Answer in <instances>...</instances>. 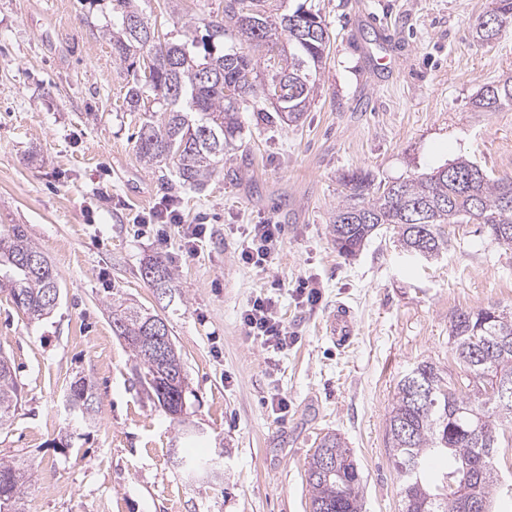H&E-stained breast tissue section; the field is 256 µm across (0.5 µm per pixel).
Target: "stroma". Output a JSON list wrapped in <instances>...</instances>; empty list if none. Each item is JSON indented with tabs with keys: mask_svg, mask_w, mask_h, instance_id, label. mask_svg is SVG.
I'll return each mask as SVG.
<instances>
[{
	"mask_svg": "<svg viewBox=\"0 0 512 512\" xmlns=\"http://www.w3.org/2000/svg\"><path fill=\"white\" fill-rule=\"evenodd\" d=\"M319 9L330 35L317 93L299 122L260 120L249 101L243 143L201 190L163 185L138 159L129 76L103 29L111 0H0V232L24 225L59 275L50 317L30 321L0 292V354L22 406L0 430V457L31 465L26 512H311L308 461L327 432L341 435L362 476V512H401V479L386 445L399 380L421 361L456 366L448 322L458 310L512 308V250L473 224L447 228L434 258L396 238L339 254L329 218L344 174L378 183L464 156L512 177V108L475 110L480 87L512 75V23L491 44L474 37L492 0H283ZM223 0H141L160 34L221 15ZM391 56L388 69L379 58ZM207 227L188 245L156 221L164 208ZM256 224L282 228L268 266L243 264ZM174 267V299L141 275L149 258ZM321 301L300 303L298 280ZM265 293L294 332L279 352L240 319ZM165 317L188 378L185 425L139 387L135 360L112 333L113 296ZM356 334L336 346L337 304ZM94 391V419H73L72 382ZM288 400L277 414L274 397ZM70 446H61L65 435ZM223 450L220 478H191L178 453Z\"/></svg>",
	"mask_w": 512,
	"mask_h": 512,
	"instance_id": "35a3bbf8",
	"label": "stroma"
}]
</instances>
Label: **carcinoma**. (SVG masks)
<instances>
[{
	"label": "carcinoma",
	"instance_id": "1",
	"mask_svg": "<svg viewBox=\"0 0 512 512\" xmlns=\"http://www.w3.org/2000/svg\"><path fill=\"white\" fill-rule=\"evenodd\" d=\"M277 0H224L221 18L185 26V40L173 42L156 30L137 0H112L106 34L112 57L142 59V74L127 86L122 106L140 115L134 148L149 168L173 169L180 182L201 188L224 172V158L240 148L239 112L251 98L265 96V84L279 80L288 91L270 99L274 113L267 122L296 123L313 100L323 59L330 45L328 26L319 12L299 5L281 13ZM512 21V0L495 6L476 28L481 43L495 40ZM270 57L244 53L225 45L230 31ZM484 112L512 108V76L482 87L474 102ZM348 194L336 206L329 233L336 249L356 255L379 230L391 229L408 253L428 250L431 257L448 248L445 227L474 222L500 246L512 249V178H492L480 165L459 157L430 172L373 187L366 173L344 178ZM142 276L163 296L177 288L175 270L159 257L150 258ZM60 289L58 275L23 225L0 234V290L34 321L46 318L48 301ZM166 322L138 303H112V333L139 361L137 379L178 423L186 407L187 376L181 354L166 331L159 341L151 325ZM452 351L473 388H456L448 374L429 361L418 363L400 380L386 423L395 468L402 477V512H463L462 502L476 498L494 512L502 486L498 448L512 443V401L500 404L489 393L494 380L512 381V312L496 308L460 310L448 329ZM22 392L9 361L0 356V430L18 411ZM92 387L75 391L73 415L88 420L93 412ZM446 454L452 467L440 484L425 478L427 459ZM479 463L475 483L459 491L464 466ZM30 468L22 458H0V503L26 512ZM312 512H361V475L346 442L325 434L307 469Z\"/></svg>",
	"mask_w": 512,
	"mask_h": 512
}]
</instances>
